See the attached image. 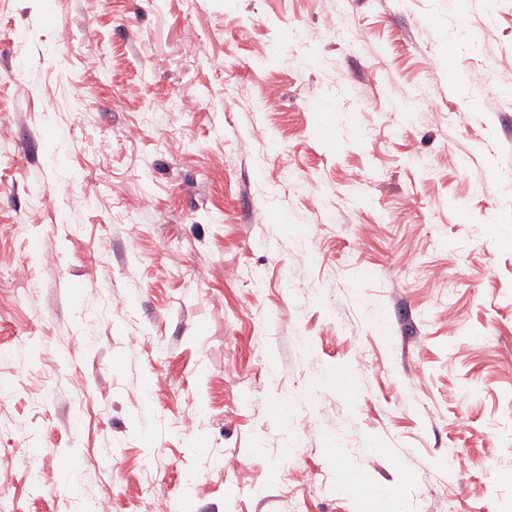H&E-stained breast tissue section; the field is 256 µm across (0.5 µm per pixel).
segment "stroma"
Listing matches in <instances>:
<instances>
[{
  "label": "stroma",
  "instance_id": "stroma-1",
  "mask_svg": "<svg viewBox=\"0 0 512 512\" xmlns=\"http://www.w3.org/2000/svg\"><path fill=\"white\" fill-rule=\"evenodd\" d=\"M0 125V512H512V0H0Z\"/></svg>",
  "mask_w": 512,
  "mask_h": 512
}]
</instances>
